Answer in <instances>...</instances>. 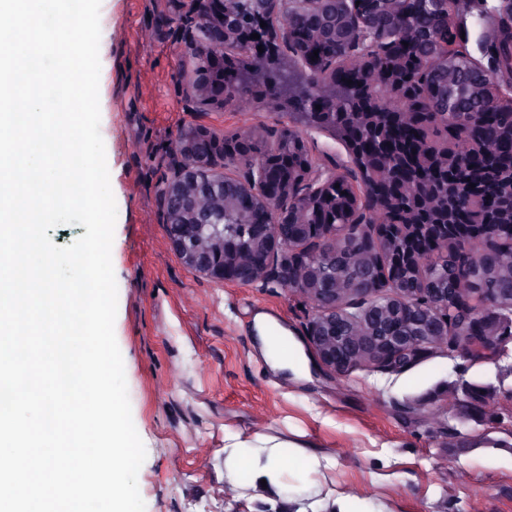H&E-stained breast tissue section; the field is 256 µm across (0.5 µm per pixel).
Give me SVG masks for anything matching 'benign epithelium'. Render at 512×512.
Masks as SVG:
<instances>
[{
  "instance_id": "obj_1",
  "label": "benign epithelium",
  "mask_w": 512,
  "mask_h": 512,
  "mask_svg": "<svg viewBox=\"0 0 512 512\" xmlns=\"http://www.w3.org/2000/svg\"><path fill=\"white\" fill-rule=\"evenodd\" d=\"M255 11L240 27L226 22L231 0H186L179 26L188 47L179 82L186 105L197 112L222 111L238 94L224 88V68L236 71L250 90L251 105L273 109L291 119L290 130L307 144L310 130L329 133L342 144L353 164L343 171L314 164L309 150L299 175L272 158L245 162L244 138L229 140L212 127L187 126L177 132L168 174L157 189L162 223L172 250L183 264L213 282L250 286L277 284L289 295L312 305L307 330L322 364L345 375L362 362L390 372L405 368L422 353L447 346L464 358L497 362L512 342V320L499 313L497 296L483 299L448 289H397L367 262L357 264L355 288H318L310 274L320 268L318 256L336 255V225L310 221L319 212L329 187H349L356 230L375 235L384 215L407 186L414 207L408 224H435L433 177L454 194L456 209L474 201L484 172L470 160L420 137L418 148L429 171L392 150L394 131L405 124L425 127L442 116L460 114L458 136L483 143V157L496 154L488 128L491 94L502 104V87L512 89V66L483 64L439 38L444 28L458 36L454 22L461 0H254ZM490 47L508 42L512 51V0H501ZM413 13L425 22L406 32L403 21ZM266 26H260V23ZM260 38H251L252 34ZM408 43L413 54L399 48ZM338 50L325 61L313 50ZM263 51H258V47ZM464 57L463 68L451 61ZM356 67L351 92L356 108L336 119L339 76ZM321 109H315V106ZM250 209L248 233L224 237V211ZM498 221L463 240L491 246ZM399 311L413 330L393 336L389 318Z\"/></svg>"
}]
</instances>
